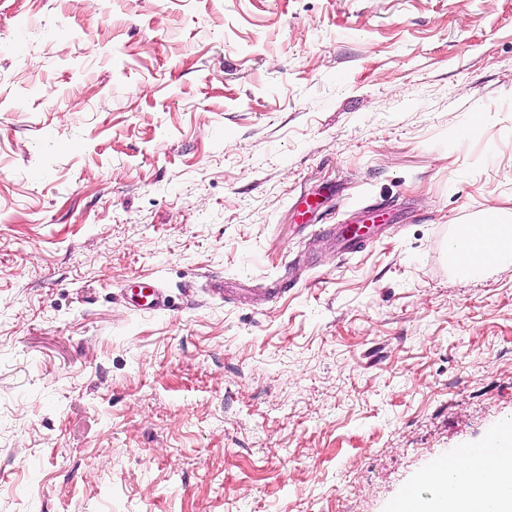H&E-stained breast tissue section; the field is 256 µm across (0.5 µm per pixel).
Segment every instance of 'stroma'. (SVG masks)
Masks as SVG:
<instances>
[{"label":"stroma","instance_id":"1","mask_svg":"<svg viewBox=\"0 0 512 512\" xmlns=\"http://www.w3.org/2000/svg\"><path fill=\"white\" fill-rule=\"evenodd\" d=\"M490 215L512 0H0V512H391L512 417ZM484 224L482 232L474 243V259L477 266H487L500 254L512 249L511 226L502 224ZM365 224L358 225L356 228L350 224H336V238L338 240V249L341 253H351L357 251L359 243L363 242L367 232H362ZM140 294L145 300L143 304H136L141 312H156L164 307L163 293L155 282H143Z\"/></svg>","mask_w":512,"mask_h":512}]
</instances>
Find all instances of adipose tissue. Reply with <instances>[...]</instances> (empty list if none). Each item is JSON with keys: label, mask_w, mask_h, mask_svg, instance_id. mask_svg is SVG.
I'll return each instance as SVG.
<instances>
[{"label": "adipose tissue", "mask_w": 512, "mask_h": 512, "mask_svg": "<svg viewBox=\"0 0 512 512\" xmlns=\"http://www.w3.org/2000/svg\"><path fill=\"white\" fill-rule=\"evenodd\" d=\"M512 250V227L502 224H486L474 243L476 265L486 266L500 254ZM512 476V442L503 441L494 459L475 457L466 463V482L462 489L449 490L438 480L437 474H429L430 483L436 484L438 496L426 510H419L411 500L403 501V512H483L484 497L496 498L494 512H512V493L499 494L501 479Z\"/></svg>", "instance_id": "ef3b65f1"}]
</instances>
